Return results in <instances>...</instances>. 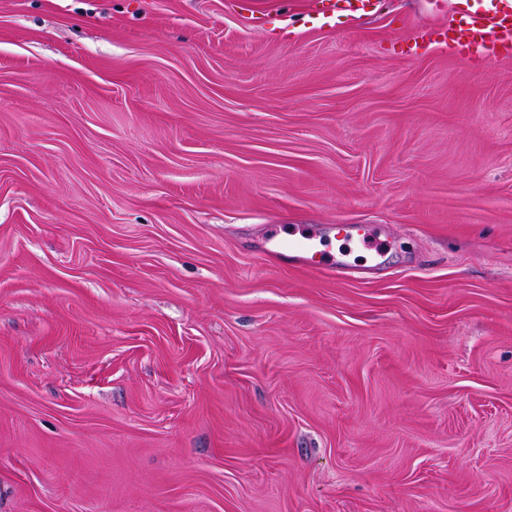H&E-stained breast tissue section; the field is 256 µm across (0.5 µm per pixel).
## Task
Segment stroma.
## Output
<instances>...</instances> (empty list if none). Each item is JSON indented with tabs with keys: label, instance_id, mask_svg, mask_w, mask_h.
<instances>
[{
	"label": "stroma",
	"instance_id": "stroma-1",
	"mask_svg": "<svg viewBox=\"0 0 512 512\" xmlns=\"http://www.w3.org/2000/svg\"><path fill=\"white\" fill-rule=\"evenodd\" d=\"M306 2L0 0V512H512V57ZM268 225L266 253L270 260L278 263L283 257L295 265L317 269L337 276L363 274L368 269L351 263L348 254L341 249L330 248L329 237L324 228L309 224Z\"/></svg>",
	"mask_w": 512,
	"mask_h": 512
}]
</instances>
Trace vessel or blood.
<instances>
[{
    "mask_svg": "<svg viewBox=\"0 0 512 512\" xmlns=\"http://www.w3.org/2000/svg\"><path fill=\"white\" fill-rule=\"evenodd\" d=\"M367 0H313L321 13H341L349 17L364 14ZM438 43L454 49L458 56L477 52L486 62L496 61L500 51L512 52V0H459L448 25L435 28ZM267 256L272 261L290 259L295 265L337 276L361 273L346 252L333 250L324 228L309 224L269 225Z\"/></svg>",
    "mask_w": 512,
    "mask_h": 512,
    "instance_id": "1",
    "label": "vessel or blood"
}]
</instances>
